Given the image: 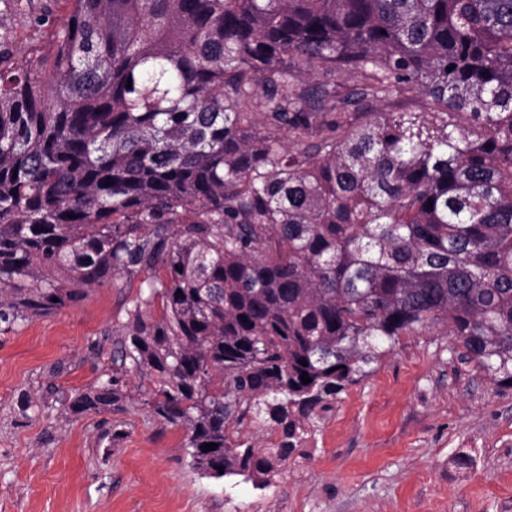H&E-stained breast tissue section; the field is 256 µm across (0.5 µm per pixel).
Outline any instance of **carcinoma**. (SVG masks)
<instances>
[{
    "mask_svg": "<svg viewBox=\"0 0 512 512\" xmlns=\"http://www.w3.org/2000/svg\"><path fill=\"white\" fill-rule=\"evenodd\" d=\"M64 2L0 49V321L147 273L122 360L260 489L381 343L442 325L512 388V0Z\"/></svg>",
    "mask_w": 512,
    "mask_h": 512,
    "instance_id": "cac0c4a2",
    "label": "carcinoma"
}]
</instances>
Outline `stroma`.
<instances>
[{"label": "stroma", "instance_id": "stroma-1", "mask_svg": "<svg viewBox=\"0 0 512 512\" xmlns=\"http://www.w3.org/2000/svg\"><path fill=\"white\" fill-rule=\"evenodd\" d=\"M63 0H0V44L43 42ZM146 288H90L51 314L0 322V512H512V389L438 326L384 348L324 414L306 460L265 489L193 467L187 432L155 416L115 343ZM126 382L120 406L73 413ZM124 396L120 378L112 377V380H109L106 384L78 394L72 401L70 408L76 414L91 410H104L107 407L119 404Z\"/></svg>", "mask_w": 512, "mask_h": 512}]
</instances>
